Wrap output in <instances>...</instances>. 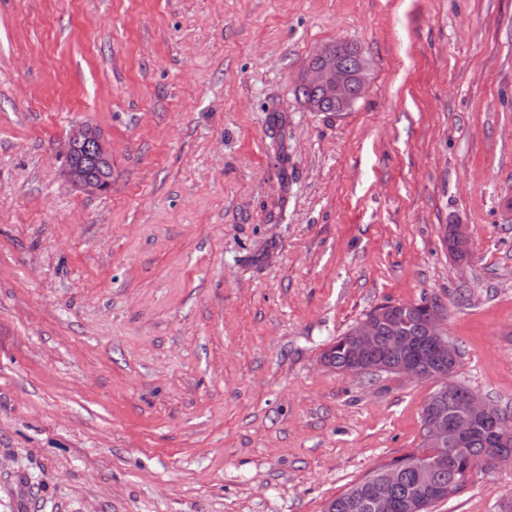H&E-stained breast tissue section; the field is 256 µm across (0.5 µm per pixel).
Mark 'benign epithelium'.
Returning a JSON list of instances; mask_svg holds the SVG:
<instances>
[{"mask_svg":"<svg viewBox=\"0 0 512 512\" xmlns=\"http://www.w3.org/2000/svg\"><path fill=\"white\" fill-rule=\"evenodd\" d=\"M344 47L342 41L320 46L298 77L300 86L317 90L320 98L335 104L338 112L350 110L365 94L369 84V65L362 49L358 48L348 56L344 53ZM64 155L68 160L80 158V163H74L67 169L72 183L89 193L108 192L112 156L105 140L95 129L89 126L74 129L64 144ZM472 250L473 240L468 225H451L448 254L467 257ZM391 308V304L380 308L350 330L348 343L352 353L348 373L359 374L368 369L383 368L419 380L432 379L437 383L436 402L430 404L424 413L422 438L424 447L437 449L438 456L417 464L416 468L425 474L448 465L465 451L479 423L485 424L491 434V468L512 463V417L500 413L478 394L464 391L446 373L419 370L412 359H405L396 365L367 361V353L377 344L380 325ZM446 321V312L436 308L429 312L423 328L430 352L444 362H451L456 358V347L448 342ZM394 483L395 474L391 469L370 477L377 512H387L390 508L389 492ZM444 494L445 488L440 485L427 486L407 503V508L409 512H424L425 502L429 498Z\"/></svg>","mask_w":512,"mask_h":512,"instance_id":"1","label":"benign epithelium"}]
</instances>
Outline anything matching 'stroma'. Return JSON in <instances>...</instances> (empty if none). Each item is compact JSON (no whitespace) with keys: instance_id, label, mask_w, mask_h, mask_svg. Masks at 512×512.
<instances>
[{"instance_id":"obj_1","label":"stroma","mask_w":512,"mask_h":512,"mask_svg":"<svg viewBox=\"0 0 512 512\" xmlns=\"http://www.w3.org/2000/svg\"><path fill=\"white\" fill-rule=\"evenodd\" d=\"M336 41L370 86L308 111ZM424 299L512 414V0H0V512H323L437 384L321 355ZM433 512H512V466ZM346 44L336 41L320 46L308 59L298 77V93L303 102L317 97L316 89L324 104L320 112H347L366 92L369 84V65L362 49L359 47L350 57L344 53ZM78 154L80 165L73 163L67 169L71 182L89 193L108 192L111 186L109 172L112 170V156L105 140L92 127L74 129L64 144L66 160L72 161ZM445 225L448 226V236L450 229V238L447 236V233L442 237L443 242L448 243V254L453 257H459V254H463L464 259L467 258L473 250V240L468 225L461 223ZM346 331L342 336L336 338L322 354V359L325 362V366L335 369L340 373L346 374V367L348 362V350L345 347V338L347 336Z\"/></svg>"}]
</instances>
